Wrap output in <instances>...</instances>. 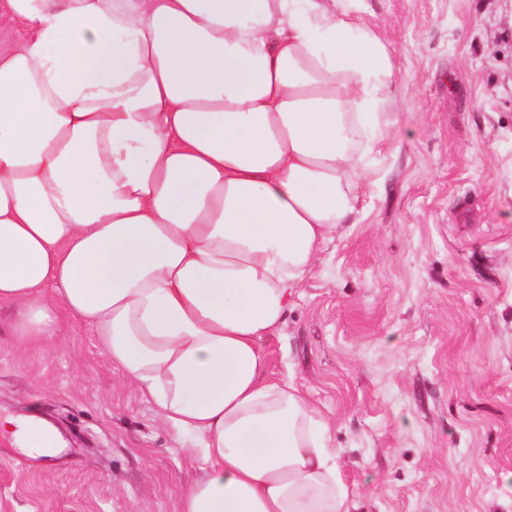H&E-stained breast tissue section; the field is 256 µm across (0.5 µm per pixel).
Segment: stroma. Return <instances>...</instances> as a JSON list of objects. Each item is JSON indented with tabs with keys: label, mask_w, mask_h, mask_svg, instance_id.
Instances as JSON below:
<instances>
[{
	"label": "stroma",
	"mask_w": 512,
	"mask_h": 512,
	"mask_svg": "<svg viewBox=\"0 0 512 512\" xmlns=\"http://www.w3.org/2000/svg\"><path fill=\"white\" fill-rule=\"evenodd\" d=\"M395 65L392 138L353 223L262 345L329 421L350 512H512V0H360ZM0 306V512H179L200 458L91 330L18 343ZM33 421L20 423L11 418L0 420V436L12 437L15 443L25 447L30 453L38 455H48L47 446L38 444L37 435L33 434V428L29 427Z\"/></svg>",
	"instance_id": "stroma-1"
}]
</instances>
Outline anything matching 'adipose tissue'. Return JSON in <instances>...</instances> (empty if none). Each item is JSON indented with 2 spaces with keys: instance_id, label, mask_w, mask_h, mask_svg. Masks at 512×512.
I'll use <instances>...</instances> for the list:
<instances>
[{
  "instance_id": "adipose-tissue-1",
  "label": "adipose tissue",
  "mask_w": 512,
  "mask_h": 512,
  "mask_svg": "<svg viewBox=\"0 0 512 512\" xmlns=\"http://www.w3.org/2000/svg\"><path fill=\"white\" fill-rule=\"evenodd\" d=\"M354 0H0V303L89 326L206 472L180 512H349L261 342L359 211L393 64ZM53 295H46V285Z\"/></svg>"
}]
</instances>
